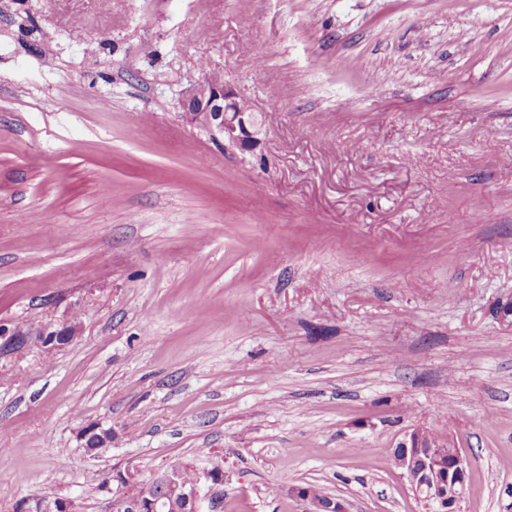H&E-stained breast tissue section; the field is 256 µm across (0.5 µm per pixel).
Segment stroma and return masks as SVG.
I'll list each match as a JSON object with an SVG mask.
<instances>
[{
	"instance_id": "stroma-1",
	"label": "stroma",
	"mask_w": 512,
	"mask_h": 512,
	"mask_svg": "<svg viewBox=\"0 0 512 512\" xmlns=\"http://www.w3.org/2000/svg\"><path fill=\"white\" fill-rule=\"evenodd\" d=\"M208 71L252 150L183 119ZM511 305L512 0H0V512L179 460L216 512H430L414 436L512 512ZM301 492H311L312 496L319 500V501H325V502H319L311 497L310 494H303L301 497H299L306 509L308 505L307 511L310 512H347L344 504L340 501L338 498L331 497L329 499V495L318 485L309 484L304 487L298 488ZM329 499V500H328ZM328 500V501H326Z\"/></svg>"
}]
</instances>
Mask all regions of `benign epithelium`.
Returning a JSON list of instances; mask_svg holds the SVG:
<instances>
[{"label": "benign epithelium", "mask_w": 512, "mask_h": 512, "mask_svg": "<svg viewBox=\"0 0 512 512\" xmlns=\"http://www.w3.org/2000/svg\"><path fill=\"white\" fill-rule=\"evenodd\" d=\"M182 117L212 136L242 150H250L259 141L262 125L253 116L252 107L236 90L223 81L205 78L196 84L182 101ZM30 334L0 326V353L18 350L28 344ZM38 339L48 351L70 343L59 329L43 330ZM393 465L401 471L412 492L426 501L432 512H457L466 490L468 460L458 448L422 445L411 438V445L391 454ZM120 485L133 484L132 492H123L117 499L118 512H162L171 494H179L188 512H202L205 497L201 480L189 487L180 486L174 476L163 471L149 481H136L134 475H117ZM308 512H347L338 498L319 502L311 495H302Z\"/></svg>", "instance_id": "7a95c632"}]
</instances>
